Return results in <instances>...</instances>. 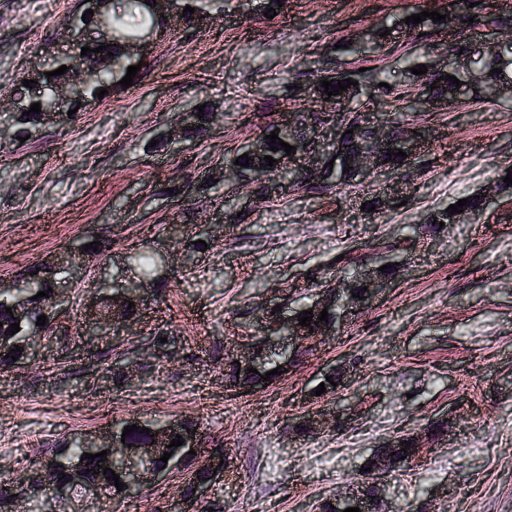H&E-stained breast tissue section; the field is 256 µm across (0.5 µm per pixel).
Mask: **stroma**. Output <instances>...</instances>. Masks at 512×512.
Returning a JSON list of instances; mask_svg holds the SVG:
<instances>
[{
  "mask_svg": "<svg viewBox=\"0 0 512 512\" xmlns=\"http://www.w3.org/2000/svg\"><path fill=\"white\" fill-rule=\"evenodd\" d=\"M77 7L0 0V285L54 252L100 244L27 358L0 366V512H44L29 492L32 461L129 420L190 421L202 435L168 480L144 486L135 512H319L345 487L372 484L368 456L405 437L424 449L383 478L381 512H512V186L501 184L512 99L450 106L428 92L449 44L481 43L486 29L404 27L426 10L453 17L450 0H285L271 18L258 0H226L202 22L172 19L131 87L17 142L6 127L14 85L64 50ZM385 28L376 47L369 34ZM419 65L426 74H413ZM329 75L356 80L349 111L408 139L412 156L397 169L369 161L318 190L235 178L228 160L320 110L316 85ZM200 104L214 120L171 138ZM472 195L477 214L430 226ZM139 250L170 264L140 289L136 318L85 322L104 280L136 278L125 258ZM384 260L387 288L339 334L263 387L226 382L227 354L261 336L274 308L294 310L339 288L345 270ZM131 360L135 376L115 382L112 368ZM332 371L340 385L317 394ZM217 447L227 476L188 494Z\"/></svg>",
  "mask_w": 512,
  "mask_h": 512,
  "instance_id": "obj_1",
  "label": "stroma"
}]
</instances>
